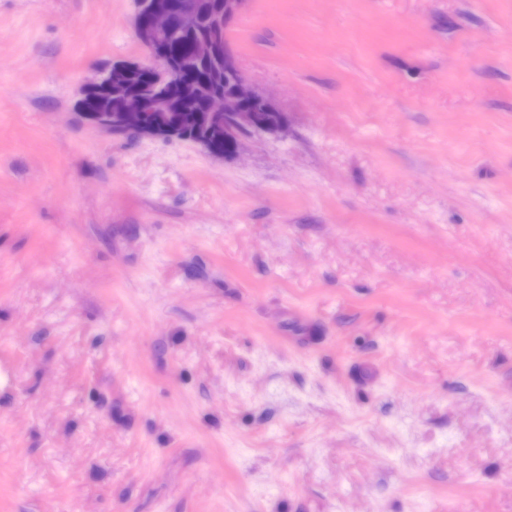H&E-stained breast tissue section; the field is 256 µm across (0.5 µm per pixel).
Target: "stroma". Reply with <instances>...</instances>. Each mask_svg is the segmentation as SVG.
I'll use <instances>...</instances> for the list:
<instances>
[{
  "label": "stroma",
  "mask_w": 512,
  "mask_h": 512,
  "mask_svg": "<svg viewBox=\"0 0 512 512\" xmlns=\"http://www.w3.org/2000/svg\"><path fill=\"white\" fill-rule=\"evenodd\" d=\"M133 11L0 0V512H512V0H247L221 163ZM224 74L230 75L234 80V93L230 96L216 98L212 109L200 112L195 123V129L184 125L174 124L169 119L170 103L159 97L152 89L144 93L127 96L114 93V102L108 110L91 112L85 109L78 98L77 104L82 118L89 124L110 132L113 127L122 131V135L135 138L149 137L162 140L190 141L200 145L211 157L224 161L225 157L236 154L240 148L242 137L250 133H269L282 135L288 132L287 115L274 105L272 99L252 88L243 75L234 51L225 43L223 55ZM259 101L264 110V118L274 119L265 121L259 111H249L245 108L248 102ZM145 112H154L156 119L146 122L143 119ZM213 125L224 127L211 131V137L216 146L229 148V139L234 143L231 150L218 151L212 146L207 130ZM224 131L226 139L224 138Z\"/></svg>",
  "instance_id": "35a3bbf8"
}]
</instances>
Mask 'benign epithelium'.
I'll return each instance as SVG.
<instances>
[{
    "label": "benign epithelium",
    "instance_id": "benign-epithelium-1",
    "mask_svg": "<svg viewBox=\"0 0 512 512\" xmlns=\"http://www.w3.org/2000/svg\"><path fill=\"white\" fill-rule=\"evenodd\" d=\"M247 0H223L224 9L221 26L231 28L243 11ZM137 11L134 17V34L137 41L146 49L150 62L138 64L115 62L101 68L80 85L79 90L106 87L112 88L113 76L128 69L149 71L157 79L171 76L168 59L173 42L168 35L178 31L185 33L198 23V0H136ZM224 74L234 80V93L215 99L212 109L199 114L195 128L174 124L169 119L170 103L159 97L153 90L127 96L114 94V102L108 110L91 112L83 104H78L82 118L89 124L108 131L117 127L122 134L133 138L149 137L162 140L190 141L200 145L211 157L222 161L236 154L242 137L250 133L282 135L288 132V118L277 111L272 99L252 88L243 75L234 51L224 45ZM258 101L264 111L275 113L274 119L264 120L256 111L245 108L248 102ZM213 125L224 127L226 138L234 143L232 149L218 151L213 148L207 130Z\"/></svg>",
    "mask_w": 512,
    "mask_h": 512
}]
</instances>
